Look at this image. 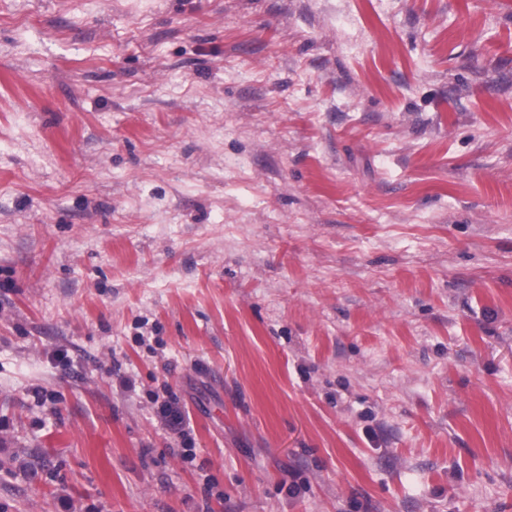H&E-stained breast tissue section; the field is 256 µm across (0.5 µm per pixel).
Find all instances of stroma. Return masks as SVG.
<instances>
[{"label": "stroma", "mask_w": 512, "mask_h": 512, "mask_svg": "<svg viewBox=\"0 0 512 512\" xmlns=\"http://www.w3.org/2000/svg\"><path fill=\"white\" fill-rule=\"evenodd\" d=\"M0 512H512V0H0Z\"/></svg>", "instance_id": "1"}]
</instances>
